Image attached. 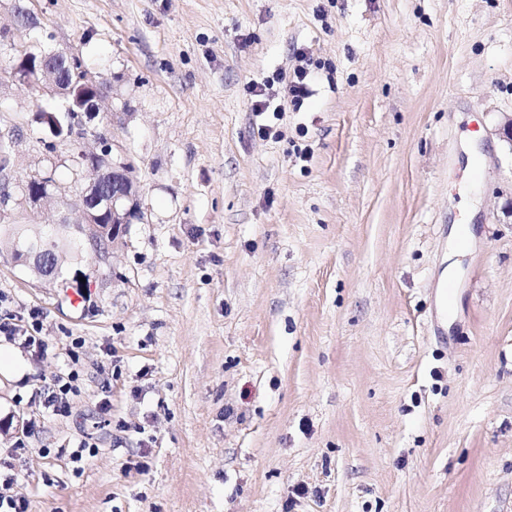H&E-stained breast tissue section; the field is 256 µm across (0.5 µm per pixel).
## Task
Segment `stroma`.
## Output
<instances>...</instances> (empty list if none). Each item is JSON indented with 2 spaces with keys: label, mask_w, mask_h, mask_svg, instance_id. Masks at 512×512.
<instances>
[{
  "label": "stroma",
  "mask_w": 512,
  "mask_h": 512,
  "mask_svg": "<svg viewBox=\"0 0 512 512\" xmlns=\"http://www.w3.org/2000/svg\"><path fill=\"white\" fill-rule=\"evenodd\" d=\"M31 8L110 82L84 146L133 160L143 216L69 265L76 309L0 257V322L40 310L49 343L0 335V460L29 512H512V0ZM13 128L22 180L50 134L20 83ZM309 71L300 66L294 70L293 77L287 82V91L291 102L295 107H300L304 100L309 97L311 90L309 88ZM77 380L74 371L58 376L52 387L47 389L45 408L53 415H65L69 411L70 394H75L77 388L74 383Z\"/></svg>",
  "instance_id": "obj_1"
}]
</instances>
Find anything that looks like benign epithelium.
I'll return each mask as SVG.
<instances>
[{"label": "benign epithelium", "mask_w": 512, "mask_h": 512, "mask_svg": "<svg viewBox=\"0 0 512 512\" xmlns=\"http://www.w3.org/2000/svg\"><path fill=\"white\" fill-rule=\"evenodd\" d=\"M57 55L74 57L71 51L54 50L42 56L39 70L22 80V83L35 92L63 100L65 109L69 111L71 107L67 100L71 88L54 69L52 57ZM78 75L88 92L76 101L75 122L69 134L75 143L86 135L83 119L90 120L105 111L109 88L105 78L94 76L83 67L78 70ZM75 163L78 173L76 183L80 185V191L72 199L69 190L61 186L48 169L37 170L23 181H12L9 155L6 152L0 154V167H4L5 180L0 187V222L12 220L19 206L34 214L48 202L54 201L59 208L75 212V218L66 216L61 223L78 225L84 238L91 244L96 243L104 233L103 225H112V240L102 248H95V252L104 260L118 245L121 227L142 216L140 185L130 176L133 164L122 156L114 155L113 147L109 144L97 151H78ZM5 252L25 265L37 281L53 287L63 284L62 278H51L43 272V268L50 264L59 272L64 269L66 261L55 249L53 229L34 225L31 232L11 242Z\"/></svg>", "instance_id": "1"}]
</instances>
